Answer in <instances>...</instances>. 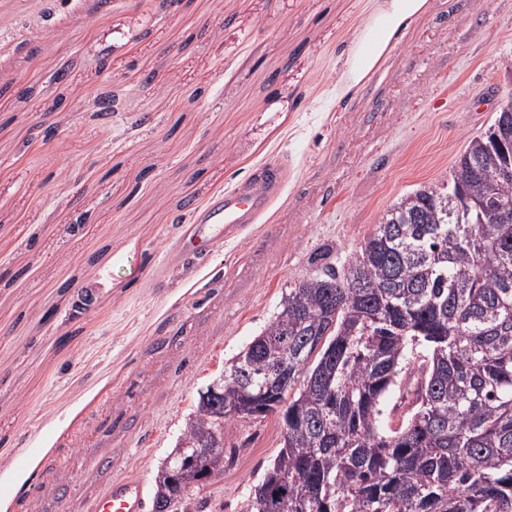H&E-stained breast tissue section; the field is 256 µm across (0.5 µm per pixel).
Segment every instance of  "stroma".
<instances>
[{
	"label": "stroma",
	"mask_w": 512,
	"mask_h": 512,
	"mask_svg": "<svg viewBox=\"0 0 512 512\" xmlns=\"http://www.w3.org/2000/svg\"><path fill=\"white\" fill-rule=\"evenodd\" d=\"M43 7L0 0V512H93L111 481L154 486L285 288L344 262L492 122L512 0H428L347 95L373 0ZM270 163L286 181L268 213L192 263L183 200ZM282 431L225 423L209 512H242Z\"/></svg>",
	"instance_id": "35a3bbf8"
}]
</instances>
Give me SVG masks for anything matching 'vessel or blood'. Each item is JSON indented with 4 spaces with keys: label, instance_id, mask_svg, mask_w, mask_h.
Listing matches in <instances>:
<instances>
[{
    "label": "vessel or blood",
    "instance_id": "vessel-or-blood-1",
    "mask_svg": "<svg viewBox=\"0 0 512 512\" xmlns=\"http://www.w3.org/2000/svg\"><path fill=\"white\" fill-rule=\"evenodd\" d=\"M284 183L281 168L266 166L242 186L225 191L206 208H198L193 199H185L181 206V222L189 243L202 251L214 241L233 237L241 225L258 223L280 194ZM145 497L142 480H116L108 494L96 502L94 512H143Z\"/></svg>",
    "mask_w": 512,
    "mask_h": 512
}]
</instances>
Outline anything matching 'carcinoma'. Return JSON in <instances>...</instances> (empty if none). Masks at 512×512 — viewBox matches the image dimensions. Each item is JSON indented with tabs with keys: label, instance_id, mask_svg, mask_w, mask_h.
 <instances>
[{
	"label": "carcinoma",
	"instance_id": "carcinoma-1",
	"mask_svg": "<svg viewBox=\"0 0 512 512\" xmlns=\"http://www.w3.org/2000/svg\"><path fill=\"white\" fill-rule=\"evenodd\" d=\"M501 164L471 139L340 267L283 291L224 368V420L286 402L282 446L244 512H512V221L481 223L482 173ZM458 193L460 224L447 210ZM214 427L197 405L170 466ZM172 493L161 468L157 512Z\"/></svg>",
	"mask_w": 512,
	"mask_h": 512
}]
</instances>
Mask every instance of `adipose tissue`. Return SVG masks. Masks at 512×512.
I'll return each mask as SVG.
<instances>
[{
	"instance_id": "ef3b65f1",
	"label": "adipose tissue",
	"mask_w": 512,
	"mask_h": 512,
	"mask_svg": "<svg viewBox=\"0 0 512 512\" xmlns=\"http://www.w3.org/2000/svg\"><path fill=\"white\" fill-rule=\"evenodd\" d=\"M427 0H378L366 26L355 37V62L340 80L342 93H350L378 66L391 42L422 14Z\"/></svg>"
}]
</instances>
